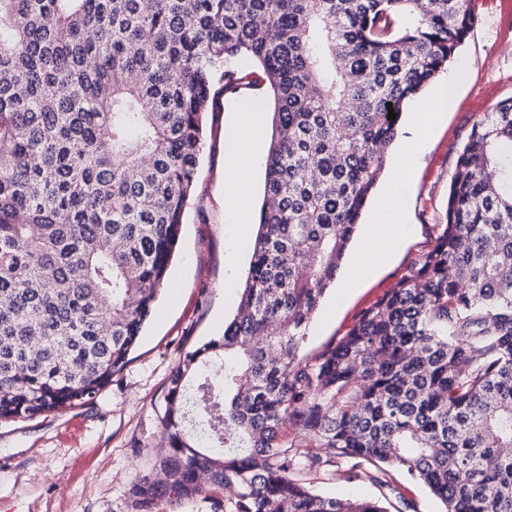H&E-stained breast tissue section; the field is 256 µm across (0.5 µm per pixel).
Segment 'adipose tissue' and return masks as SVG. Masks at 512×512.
<instances>
[{
	"instance_id": "adipose-tissue-1",
	"label": "adipose tissue",
	"mask_w": 512,
	"mask_h": 512,
	"mask_svg": "<svg viewBox=\"0 0 512 512\" xmlns=\"http://www.w3.org/2000/svg\"><path fill=\"white\" fill-rule=\"evenodd\" d=\"M460 80L458 74L445 78L437 95L431 98L414 100L409 108V130L415 139V151L407 155L404 165H417L426 149V135L440 119L443 111L454 99V91ZM264 125L258 112L242 113L233 126L231 133L232 152L228 163H248L257 168L262 161L261 143ZM242 181L240 175H228L224 178V220L233 226L234 234L228 239V272H235L238 256L243 247L241 232L248 222V213L241 200ZM409 225L406 212L399 201L397 187H389L373 218V228L365 239L357 263L346 271L343 277L345 287L356 286L365 273L376 267L392 254L406 236Z\"/></svg>"
}]
</instances>
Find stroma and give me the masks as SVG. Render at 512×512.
<instances>
[{
	"instance_id": "1",
	"label": "stroma",
	"mask_w": 512,
	"mask_h": 512,
	"mask_svg": "<svg viewBox=\"0 0 512 512\" xmlns=\"http://www.w3.org/2000/svg\"><path fill=\"white\" fill-rule=\"evenodd\" d=\"M474 28L455 55L464 78L455 105L431 133L427 151L405 189L411 230L386 262L357 287L329 288L297 355L313 361L344 336L359 312L406 274L433 246L445 223L457 158L481 113L512 99V21L494 0H469ZM264 87L220 96L206 116L195 193L185 212L169 281L178 298L162 291L158 313L146 326L126 367L92 403L34 418L0 421V512H132L128 489L145 472L161 443L157 412L169 376L185 352L222 336L239 303L251 254L243 252L240 277L225 287L224 223L226 128L251 105L268 102ZM482 111H475V101ZM321 495L373 498L367 482L335 473H305Z\"/></svg>"
}]
</instances>
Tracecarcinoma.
<instances>
[{"label":"carcinoma","mask_w":512,"mask_h":512,"mask_svg":"<svg viewBox=\"0 0 512 512\" xmlns=\"http://www.w3.org/2000/svg\"><path fill=\"white\" fill-rule=\"evenodd\" d=\"M476 23L465 0H0V420L91 401L154 316L215 99L255 82L272 139L224 335L186 352L136 512H512V100L477 120L433 247L313 362L405 104ZM396 118H388L386 104ZM381 497L314 493L300 471ZM399 499H405L410 504L407 512H441V504L434 499L429 492L420 484L399 478L396 484V491L392 495L394 504L398 505ZM405 511V512H406Z\"/></svg>","instance_id":"cac0c4a2"}]
</instances>
